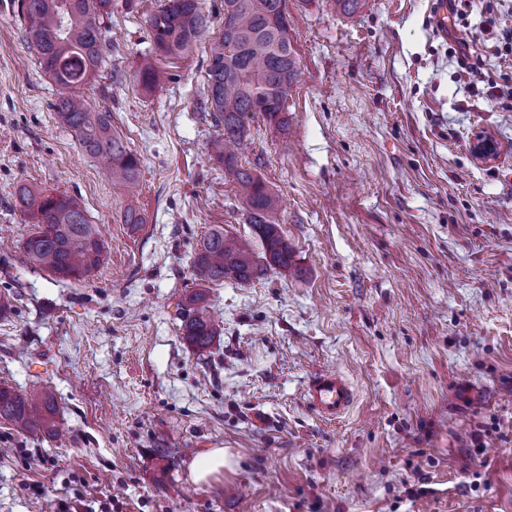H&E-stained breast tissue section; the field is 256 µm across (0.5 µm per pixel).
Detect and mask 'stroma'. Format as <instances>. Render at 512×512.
Here are the masks:
<instances>
[{"label":"stroma","mask_w":512,"mask_h":512,"mask_svg":"<svg viewBox=\"0 0 512 512\" xmlns=\"http://www.w3.org/2000/svg\"><path fill=\"white\" fill-rule=\"evenodd\" d=\"M433 14L434 0L352 16L288 0V129L254 117L239 161L279 195L297 271L202 286L209 228L251 234L209 154V40L155 54L140 0L113 2L86 93L142 160L132 196L59 122L18 0H0V383L51 388L59 428L0 419V512L76 494L93 512H512V104L469 88L454 51L467 34L490 78L512 81V0H456L444 33ZM146 62L169 75L152 93L134 77ZM480 131L495 158L473 154ZM19 183L85 204L107 246L87 280L29 264ZM199 289L224 328L202 356L178 316ZM327 368L355 395L333 421L304 399ZM215 448L231 467L195 481Z\"/></svg>","instance_id":"obj_1"}]
</instances>
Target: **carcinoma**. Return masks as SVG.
<instances>
[{
	"instance_id": "carcinoma-1",
	"label": "carcinoma",
	"mask_w": 512,
	"mask_h": 512,
	"mask_svg": "<svg viewBox=\"0 0 512 512\" xmlns=\"http://www.w3.org/2000/svg\"><path fill=\"white\" fill-rule=\"evenodd\" d=\"M19 12L26 39L39 49L41 69L67 89L52 105L59 121L75 133L85 155L105 162L112 182L135 194L141 160L112 130L111 114L95 109L84 92L109 45L112 0H19ZM146 16L157 52L175 59L190 56L212 26V16L201 10L199 0H166L162 6L151 0ZM298 69L287 0H224L223 29L211 42L206 67L208 109L224 132L210 142L209 151L238 186L245 223L259 240L261 252L221 226L210 229L193 257V275L202 283L230 279L249 284L270 270L286 274L294 265V251L280 232L278 196L252 168L239 163L230 147L248 138L250 113L260 114L281 130L287 127L286 103ZM135 78L152 92L168 74L146 63ZM11 195L15 207L37 225L22 244L30 263L68 281L84 280L104 263L106 246L79 200L27 184L15 186ZM123 223L135 232L145 219L139 209L129 206ZM181 316L182 334L191 349L201 355L209 352L222 329L209 311L206 294L189 295ZM56 411L55 397L46 388L20 393L0 387V419L19 429L52 434Z\"/></svg>"
}]
</instances>
